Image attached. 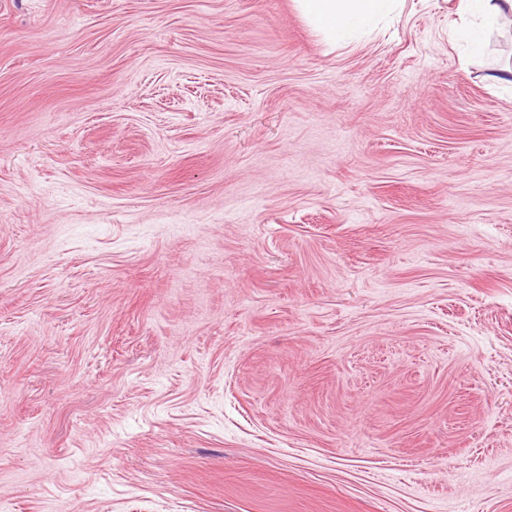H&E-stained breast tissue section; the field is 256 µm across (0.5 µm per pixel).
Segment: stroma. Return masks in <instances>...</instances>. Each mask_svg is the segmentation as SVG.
I'll use <instances>...</instances> for the list:
<instances>
[{
  "label": "stroma",
  "instance_id": "stroma-1",
  "mask_svg": "<svg viewBox=\"0 0 512 512\" xmlns=\"http://www.w3.org/2000/svg\"><path fill=\"white\" fill-rule=\"evenodd\" d=\"M404 0H0V512H512V32ZM398 0H297L308 21L330 43L343 41L356 29H364L390 12Z\"/></svg>",
  "mask_w": 512,
  "mask_h": 512
}]
</instances>
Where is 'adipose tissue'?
Returning <instances> with one entry per match:
<instances>
[{"mask_svg": "<svg viewBox=\"0 0 512 512\" xmlns=\"http://www.w3.org/2000/svg\"><path fill=\"white\" fill-rule=\"evenodd\" d=\"M303 15L329 42L369 26L390 12L395 0H297Z\"/></svg>", "mask_w": 512, "mask_h": 512, "instance_id": "obj_1", "label": "adipose tissue"}]
</instances>
